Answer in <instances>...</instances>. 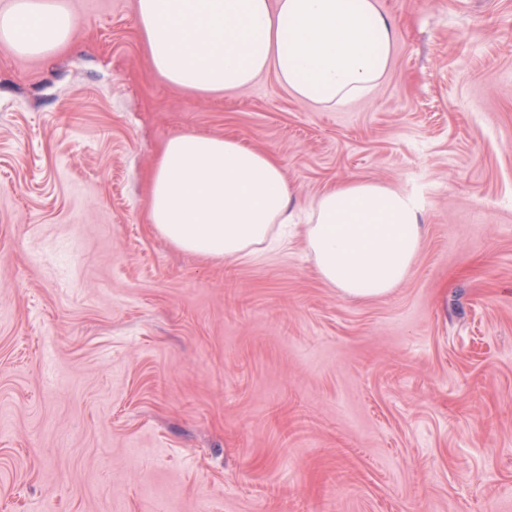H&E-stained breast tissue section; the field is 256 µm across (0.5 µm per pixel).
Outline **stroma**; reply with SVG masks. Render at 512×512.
<instances>
[{
  "instance_id": "1",
  "label": "stroma",
  "mask_w": 512,
  "mask_h": 512,
  "mask_svg": "<svg viewBox=\"0 0 512 512\" xmlns=\"http://www.w3.org/2000/svg\"><path fill=\"white\" fill-rule=\"evenodd\" d=\"M72 44L0 42V512H512V0H378L398 38L347 107L274 74L151 71L134 0H64ZM273 155L301 204L415 192L390 294L342 297L304 231L251 261L148 221L171 137Z\"/></svg>"
}]
</instances>
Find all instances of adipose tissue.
<instances>
[{
	"label": "adipose tissue",
	"mask_w": 512,
	"mask_h": 512,
	"mask_svg": "<svg viewBox=\"0 0 512 512\" xmlns=\"http://www.w3.org/2000/svg\"><path fill=\"white\" fill-rule=\"evenodd\" d=\"M135 16L152 69L175 88L217 94L271 72L295 98L331 109L376 87L396 41L377 0H136ZM73 25L60 0H13L0 11V40L48 55L68 43ZM148 217L180 251L236 260L304 224L320 278L349 298L391 293L424 235L414 192L347 180L304 209L271 155L237 138L192 132L164 144Z\"/></svg>",
	"instance_id": "adipose-tissue-1"
}]
</instances>
